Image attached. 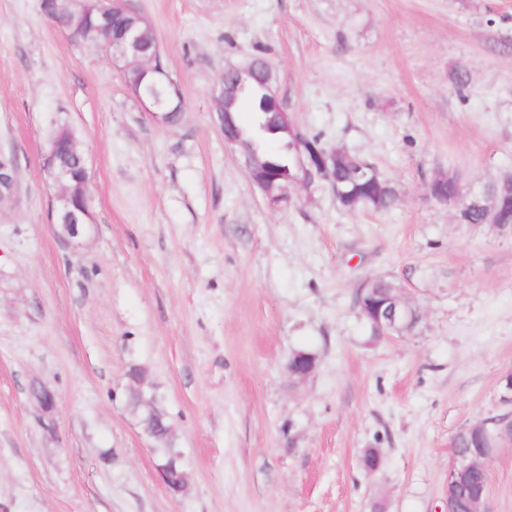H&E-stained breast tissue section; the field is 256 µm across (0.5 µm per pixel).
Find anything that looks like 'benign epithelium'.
Returning <instances> with one entry per match:
<instances>
[{
  "mask_svg": "<svg viewBox=\"0 0 512 512\" xmlns=\"http://www.w3.org/2000/svg\"><path fill=\"white\" fill-rule=\"evenodd\" d=\"M116 2L124 6L131 19L127 20L121 32L112 38L105 50L112 58V63L123 72L129 90L143 110L166 123L171 117L170 109L183 108L180 87L167 71L155 65V54L149 53L146 45L149 37L148 23L130 8L127 0H108L103 5L104 23L100 28L109 26L112 5ZM254 68L253 62L243 66H230L220 76V91L214 101L221 118H227L238 99L249 93L254 80ZM263 87L266 90L268 111L273 113L279 124L277 132L285 138L284 147L296 152V166L302 172L300 182L306 185L316 176L328 178L331 170L336 168V160L342 157L343 150L336 148L328 152L308 145L306 137L292 126L288 113L281 107L270 70L267 71V81ZM244 166L249 179L263 191L270 203L277 204L282 201L285 183L268 172L262 150L252 144L245 147ZM43 167L53 183L61 189L55 205L51 207V219L53 223L61 225L68 238L75 239L83 233L91 214L86 194L85 159L76 138L69 131L62 130L51 140L44 156ZM14 187V171L5 163L4 156L0 155V198L11 195ZM470 206L485 209V223L512 231V224L501 223V208L496 198L492 197L486 202L475 194L466 197L461 188H456L453 207L460 210ZM361 290L370 293L369 303L363 306L362 313L374 323L380 335H401L410 331L417 323V309L411 306L401 292L380 296L374 291V280L371 278L362 284ZM504 443H512L511 419L484 420L463 428L453 436L448 445V506L454 504L458 485L468 475L479 473L485 478V482L473 495L469 512H486L488 473L485 461L494 449Z\"/></svg>",
  "mask_w": 512,
  "mask_h": 512,
  "instance_id": "benign-epithelium-1",
  "label": "benign epithelium"
}]
</instances>
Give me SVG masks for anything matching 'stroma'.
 I'll list each match as a JSON object with an SVG mask.
<instances>
[{
  "instance_id": "stroma-1",
  "label": "stroma",
  "mask_w": 512,
  "mask_h": 512,
  "mask_svg": "<svg viewBox=\"0 0 512 512\" xmlns=\"http://www.w3.org/2000/svg\"><path fill=\"white\" fill-rule=\"evenodd\" d=\"M130 3L180 86L176 122L143 112L41 0H0V154L16 162L0 202V512H446L452 436L505 412L512 232L426 191L440 173L467 195L512 174V0ZM257 55L294 126L371 163L391 210L344 209L322 183L269 204L214 104L225 67ZM62 126L92 213L68 241L43 167ZM368 278L417 308L411 334L373 335L356 304ZM300 350L316 358L303 379ZM133 365L182 493L130 409ZM486 468L488 512H512V446Z\"/></svg>"
}]
</instances>
